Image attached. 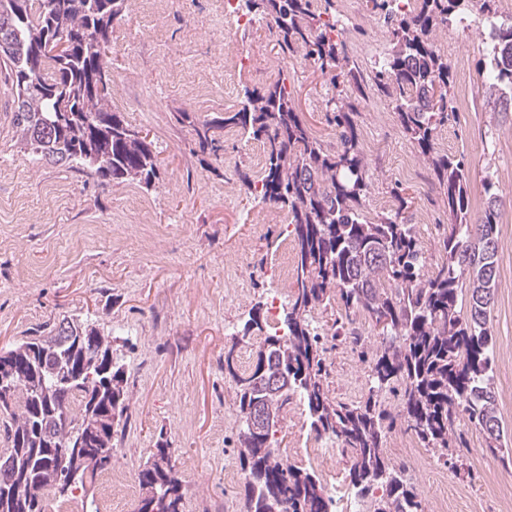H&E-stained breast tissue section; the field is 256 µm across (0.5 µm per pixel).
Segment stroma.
I'll return each mask as SVG.
<instances>
[{
	"mask_svg": "<svg viewBox=\"0 0 512 512\" xmlns=\"http://www.w3.org/2000/svg\"><path fill=\"white\" fill-rule=\"evenodd\" d=\"M480 29L472 23L458 37L469 60L470 109L440 128L437 147L465 156L473 214L483 211L486 175H494L502 198L491 320L495 387L510 394L499 410L512 436V124H494L485 110ZM236 38L252 53L249 66L240 69L225 62L224 13L216 0H172L161 18L133 5L115 28L109 57L127 89L111 105L156 146L161 182L150 190L33 163L16 146L0 69V347L48 332L65 317L91 319L111 337L129 375L131 419L116 441L111 469L136 475L158 435L166 434L186 486L185 512H246L236 455V385L224 369V353L234 349L238 367L251 365L254 345L234 338L254 306L268 307L278 288L273 271L293 263L294 252L287 222L260 220L263 205L238 179L242 172L254 174L261 145L228 136L223 162L209 167L192 152L190 128L173 114L186 109L203 120L236 111L245 89L262 85L258 68L269 67L288 74L313 134L327 144L336 141L324 112L326 80L302 54L281 59L262 28ZM210 78L222 83L221 92L204 87ZM151 98L159 110H142L139 100ZM357 121L364 145L398 151L408 144L393 110H364ZM371 170L368 212L390 209L391 189L401 184L412 200L408 219L428 267H435L438 229L420 221L422 213H444L433 178L376 164ZM239 261L245 276L235 288ZM338 315V309L319 308L313 320L327 349L331 394L351 403L370 385L372 348H352L334 335ZM460 435L461 447L448 454L425 449L431 469L409 466L408 479L423 499L447 505V512H512V463L489 458L469 424H461ZM278 438L289 463L323 475L326 467L310 466L305 454L316 436L301 401L289 406Z\"/></svg>",
	"mask_w": 512,
	"mask_h": 512,
	"instance_id": "stroma-1",
	"label": "stroma"
}]
</instances>
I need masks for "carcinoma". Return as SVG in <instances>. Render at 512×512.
Segmentation results:
<instances>
[{
    "instance_id": "obj_1",
    "label": "carcinoma",
    "mask_w": 512,
    "mask_h": 512,
    "mask_svg": "<svg viewBox=\"0 0 512 512\" xmlns=\"http://www.w3.org/2000/svg\"><path fill=\"white\" fill-rule=\"evenodd\" d=\"M244 14L269 23L283 57L298 51L329 80L326 120L336 130L329 148L300 118L294 86L280 77L245 90L242 107L188 124L199 152L219 155L231 130L262 143L259 181L240 175L258 202L288 210L296 250L294 293L278 330L260 337L251 367L235 370V347L224 369L237 386L238 456L247 512H331L332 498L315 474L282 456L276 435L293 399L305 404L310 429L336 441L351 459L349 477L361 495L382 494L372 512H424L416 488L382 453L402 419L423 448L456 447L465 421L493 458L507 452L493 380L491 325L498 273L501 199L491 178L486 206L472 216L470 170L464 158L436 147L448 123L454 74L438 47L452 19L475 14L495 22L496 41L484 70L493 119L512 112V20L499 21L498 0H421L412 15L395 0H366L387 29L389 49L371 80L356 66L335 0H241ZM129 0H0V67L13 89L17 144L36 163L50 161L105 181L146 189L160 178L154 142L112 111L113 74L107 48L126 18ZM389 100L401 132L432 172L448 222L439 225L440 262L426 269L423 247L405 216L411 201L392 188L393 206L369 217L368 155L357 116L366 87ZM67 103L69 112L60 111ZM337 302L335 325L354 347L362 314L377 336L365 400L335 399L311 312ZM263 331L261 307L236 342ZM401 388V409L382 404ZM127 371L111 342L89 319H64L44 336L0 349V512H46L81 491L99 512L93 487L108 470L114 440L129 419ZM172 448L159 433L136 473V512H184L185 487Z\"/></svg>"
}]
</instances>
